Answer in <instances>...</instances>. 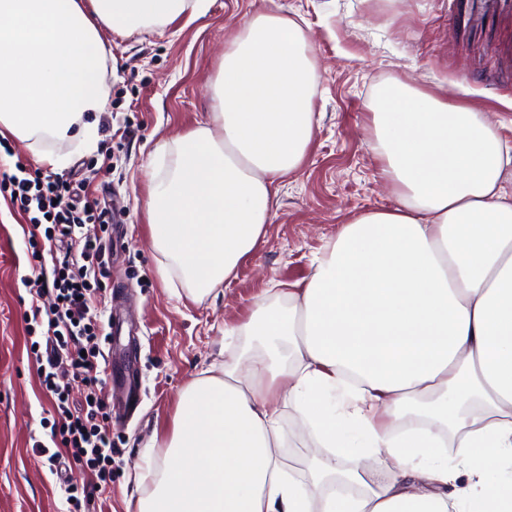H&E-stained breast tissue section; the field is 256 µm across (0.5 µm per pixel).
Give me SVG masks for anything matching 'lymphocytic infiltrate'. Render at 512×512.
I'll return each instance as SVG.
<instances>
[{
    "mask_svg": "<svg viewBox=\"0 0 512 512\" xmlns=\"http://www.w3.org/2000/svg\"><path fill=\"white\" fill-rule=\"evenodd\" d=\"M11 197L29 213L28 244L35 262L30 281L33 302L24 319L31 335L29 353L44 369L43 383L54 399L57 419L51 429L55 448L80 464V477L62 479L68 512H87L99 484L112 479V434L100 396L103 379L94 298L102 289L106 260L100 237L84 234L89 223H105L98 202L82 200L70 180L0 174ZM54 301L44 307L43 294ZM80 376L87 389L82 403L70 400L67 374Z\"/></svg>",
    "mask_w": 512,
    "mask_h": 512,
    "instance_id": "1",
    "label": "lymphocytic infiltrate"
}]
</instances>
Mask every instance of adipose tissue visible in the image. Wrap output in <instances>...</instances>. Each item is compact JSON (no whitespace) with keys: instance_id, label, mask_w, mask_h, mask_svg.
<instances>
[{"instance_id":"adipose-tissue-1","label":"adipose tissue","mask_w":512,"mask_h":512,"mask_svg":"<svg viewBox=\"0 0 512 512\" xmlns=\"http://www.w3.org/2000/svg\"><path fill=\"white\" fill-rule=\"evenodd\" d=\"M207 0H0V137L94 145L124 35L205 14ZM319 71L303 26L259 12L224 51L213 123L161 144L152 244L208 294L266 234L277 182L314 136ZM370 148L392 206L340 226L309 276L227 328L252 337L183 390L146 449L138 512H512V146L481 112L393 80ZM289 401L314 447L351 455L285 471ZM388 455L390 479L366 481Z\"/></svg>"}]
</instances>
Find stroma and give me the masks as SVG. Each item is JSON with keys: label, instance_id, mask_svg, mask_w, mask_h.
<instances>
[{"label": "stroma", "instance_id": "1", "mask_svg": "<svg viewBox=\"0 0 512 512\" xmlns=\"http://www.w3.org/2000/svg\"><path fill=\"white\" fill-rule=\"evenodd\" d=\"M472 0H210L205 16L178 20L127 37L104 31L112 48L106 95L91 119L92 149L48 138H8L0 171L34 169L33 155H69L63 175L83 182L118 216L89 224L111 258L107 289L96 305L105 333L101 350L114 370L101 396L132 381L133 416L112 425V481L95 496L96 512H136L143 490L138 475L145 447L167 434L186 385L202 370L222 365L244 337L227 325L245 319L266 298L272 281L306 278L340 224L391 205L370 147L369 105L379 85L399 78L484 113L512 144V14L484 21L466 15ZM275 11L301 21L320 82L319 117L299 170L279 184L277 204L256 255L231 282L196 297L179 271L158 273L163 259L150 243L142 202L148 171L164 175L156 148L211 123L213 86L224 45L250 14ZM28 216L9 190L0 189V512H67L55 467L39 448L48 441L54 413L36 365L23 315L31 303L24 284L32 276L25 229ZM289 438L287 471L308 475L312 443L290 405L279 407Z\"/></svg>", "mask_w": 512, "mask_h": 512}]
</instances>
